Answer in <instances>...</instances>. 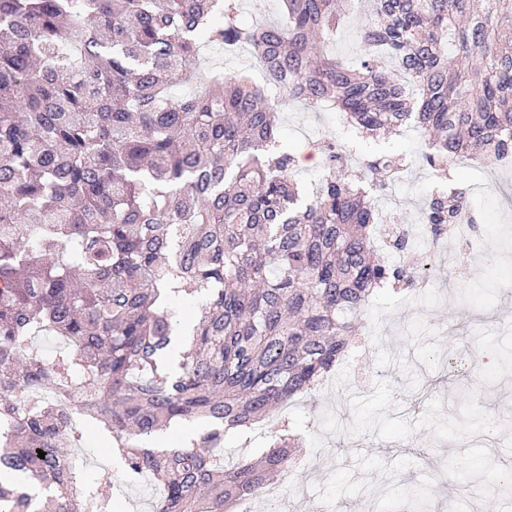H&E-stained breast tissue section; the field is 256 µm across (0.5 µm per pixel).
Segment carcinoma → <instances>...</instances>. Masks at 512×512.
<instances>
[{
	"mask_svg": "<svg viewBox=\"0 0 512 512\" xmlns=\"http://www.w3.org/2000/svg\"><path fill=\"white\" fill-rule=\"evenodd\" d=\"M279 2L270 24L243 0H0V512H112L111 470L78 489L75 414L162 485L152 512H233L294 467L302 443L278 414L348 357L354 318L417 286L377 256L372 193L404 157L353 169L320 141L303 201L276 105L331 104L371 136L413 127L439 183L457 159L512 158V0H370L351 66L322 49L341 0ZM207 46L248 47L277 95L202 66ZM464 212L477 223L466 192L431 195L425 237ZM179 294L198 306L174 364ZM194 420L199 438L145 446ZM259 420L267 452L218 465ZM425 506L410 493L400 512Z\"/></svg>",
	"mask_w": 512,
	"mask_h": 512,
	"instance_id": "cac0c4a2",
	"label": "carcinoma"
}]
</instances>
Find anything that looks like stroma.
<instances>
[{
	"mask_svg": "<svg viewBox=\"0 0 512 512\" xmlns=\"http://www.w3.org/2000/svg\"><path fill=\"white\" fill-rule=\"evenodd\" d=\"M369 16L358 0L327 51L356 61V29ZM325 137L344 144L350 131L331 107L310 109L295 102L280 110V143L295 155L314 153ZM423 141L408 128L397 137L356 138L351 164L367 156L404 155L407 171L376 198L380 213L396 223L418 224L435 188L420 160ZM480 218L478 250L468 254L455 242L431 246L433 277L411 295L385 293L358 318L369 343L353 367H339L327 384L296 399L284 414L301 434V462L270 486L279 512H387L390 498L430 489V512H512V368L501 355L512 351V294L487 289L489 280L512 271V163L460 169ZM474 285L471 295L461 293ZM492 413L502 432L490 437L476 422ZM84 479L102 467L125 490L120 512H150L159 484L131 480L114 466L96 432L75 449Z\"/></svg>",
	"mask_w": 512,
	"mask_h": 512,
	"instance_id": "stroma-1",
	"label": "stroma"
}]
</instances>
